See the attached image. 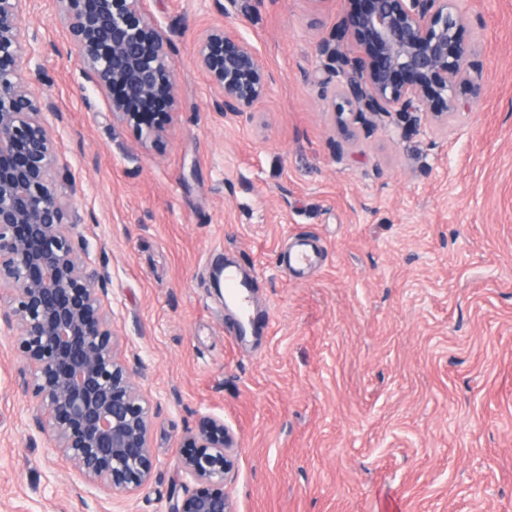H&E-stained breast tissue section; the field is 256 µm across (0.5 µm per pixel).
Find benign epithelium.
I'll use <instances>...</instances> for the list:
<instances>
[{"mask_svg":"<svg viewBox=\"0 0 512 512\" xmlns=\"http://www.w3.org/2000/svg\"><path fill=\"white\" fill-rule=\"evenodd\" d=\"M23 0H0V317L15 336L36 402L34 423L80 478L112 494L149 478L150 405L114 352L101 279L75 240L73 203L57 190L54 104L32 95L43 76L38 33L19 25ZM333 32L316 45L336 77L334 112L345 127L399 117L401 133L442 106L470 109L485 95L473 49L461 37L463 0H341ZM57 16L94 92L118 125L163 130L175 101L171 42L148 0H57ZM196 64L213 86V110L251 111L272 75L233 26L199 41ZM185 475L201 485L170 512H232L217 486L232 462L224 423L205 416L190 437Z\"/></svg>","mask_w":512,"mask_h":512,"instance_id":"1","label":"benign epithelium"}]
</instances>
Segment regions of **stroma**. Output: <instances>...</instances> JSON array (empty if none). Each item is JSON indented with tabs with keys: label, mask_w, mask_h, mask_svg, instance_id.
Here are the masks:
<instances>
[{
	"label": "stroma",
	"mask_w": 512,
	"mask_h": 512,
	"mask_svg": "<svg viewBox=\"0 0 512 512\" xmlns=\"http://www.w3.org/2000/svg\"><path fill=\"white\" fill-rule=\"evenodd\" d=\"M151 0L177 68L158 142L113 126L54 0H27L54 148L103 278L116 355L152 413L155 467L104 498L37 432L29 373L0 322V512H168L201 417L234 437V512H512V0H466L485 82L470 111L345 139L316 52L338 0ZM229 24L274 75L242 117L194 64ZM312 237L304 277L287 243ZM253 278V327L212 283Z\"/></svg>",
	"instance_id": "1"
}]
</instances>
